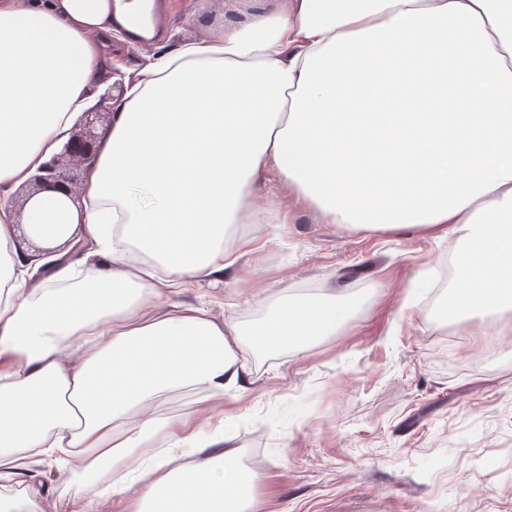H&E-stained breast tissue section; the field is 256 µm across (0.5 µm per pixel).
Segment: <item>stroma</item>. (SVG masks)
<instances>
[{
	"instance_id": "35a3bbf8",
	"label": "stroma",
	"mask_w": 512,
	"mask_h": 512,
	"mask_svg": "<svg viewBox=\"0 0 512 512\" xmlns=\"http://www.w3.org/2000/svg\"><path fill=\"white\" fill-rule=\"evenodd\" d=\"M192 8L166 11L162 45L207 36L249 4L222 0L196 18ZM288 197L284 184L258 190L256 205L290 209L288 223L244 225L248 246L223 283L200 281L177 299L246 328L283 299L331 298L343 322L302 347H242L246 387L223 400L182 387L146 401L151 415L193 411L221 425L210 448L160 443L141 468L235 448L257 476L252 512H512V313L498 326L464 318L444 336L426 311L441 261L464 247L460 233L322 224ZM364 263L366 276L347 279ZM36 469L35 488L0 482V512H68L101 488L49 459Z\"/></svg>"
}]
</instances>
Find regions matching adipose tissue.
I'll return each instance as SVG.
<instances>
[{
    "instance_id": "obj_1",
    "label": "adipose tissue",
    "mask_w": 512,
    "mask_h": 512,
    "mask_svg": "<svg viewBox=\"0 0 512 512\" xmlns=\"http://www.w3.org/2000/svg\"><path fill=\"white\" fill-rule=\"evenodd\" d=\"M114 2L0 0V192L60 152L80 114L112 112L79 204H0V481L47 458L126 472L160 438L209 447L191 415L139 406L243 389V337L274 352L335 333L332 300H284L249 330L151 310L174 283L221 282L238 260L229 225L284 223L255 205L275 178L327 224L452 227L462 281L442 319L512 311V0H253L110 98L112 37L149 8ZM21 224L50 254L17 250ZM139 480L137 512H246L254 487L231 448Z\"/></svg>"
}]
</instances>
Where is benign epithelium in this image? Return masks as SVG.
<instances>
[{"instance_id":"obj_1","label":"benign epithelium","mask_w":512,"mask_h":512,"mask_svg":"<svg viewBox=\"0 0 512 512\" xmlns=\"http://www.w3.org/2000/svg\"><path fill=\"white\" fill-rule=\"evenodd\" d=\"M110 119L111 112L106 107L84 113L64 150L44 164L21 189L18 208H23L32 196L41 192L78 200L77 182L85 169L95 162L101 138L99 130L107 129Z\"/></svg>"}]
</instances>
